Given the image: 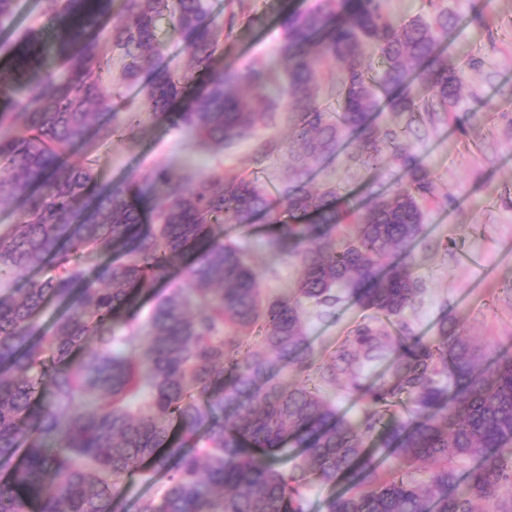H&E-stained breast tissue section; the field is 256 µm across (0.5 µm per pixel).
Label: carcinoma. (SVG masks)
I'll use <instances>...</instances> for the list:
<instances>
[{"label":"carcinoma","instance_id":"obj_1","mask_svg":"<svg viewBox=\"0 0 512 512\" xmlns=\"http://www.w3.org/2000/svg\"><path fill=\"white\" fill-rule=\"evenodd\" d=\"M42 3L62 70L42 67L44 27L0 69V204L24 202L0 232V512H124L135 475L160 480L161 497L137 512H305L310 483L339 481L327 512H512V357L492 358L453 320L430 338L404 324L423 293L406 257L436 187L372 120L383 100L431 123L461 99L448 13L398 23L383 0H318L285 12L277 58L241 74L222 57L243 0L220 14L209 0ZM164 15L189 60L179 72L161 64ZM325 60L342 68L335 108L321 102ZM140 82V103L117 106ZM282 100L296 112L295 163L334 156L352 132V158L373 166L392 148L403 185L341 205L301 180L275 198L221 167L193 182L160 168L150 193L135 177L99 184L97 157L69 160L145 113L222 147L272 122ZM260 219L272 247L300 252L291 297L263 299L242 247L224 242V225ZM89 253L102 262L86 266ZM29 272L42 276L11 288ZM174 278L189 287L156 299L143 323L120 320ZM346 299L373 316L316 368L302 304L322 317ZM50 301L62 311L46 329ZM249 328L258 350L239 336ZM288 368L305 381L281 377ZM326 388L363 398L362 419L340 415ZM403 401L407 414H390ZM290 452L291 469H277ZM460 459L472 461L463 475Z\"/></svg>","mask_w":512,"mask_h":512}]
</instances>
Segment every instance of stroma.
Here are the masks:
<instances>
[{
    "instance_id": "1",
    "label": "stroma",
    "mask_w": 512,
    "mask_h": 512,
    "mask_svg": "<svg viewBox=\"0 0 512 512\" xmlns=\"http://www.w3.org/2000/svg\"><path fill=\"white\" fill-rule=\"evenodd\" d=\"M246 3V18L224 42L225 66L242 73L276 56L284 12L309 9L315 0ZM437 9L457 19L444 47L460 70L464 94L445 120L413 130L403 141L437 186L436 202L424 206V232L408 257L424 293L405 319L426 337L439 321L456 320L477 344L512 355V0H385L386 12L398 22ZM42 21L41 0H18L11 23L0 28V62L7 61L23 31ZM294 123L289 104L280 102L272 125L221 148L148 118L111 142L78 150L71 160L99 155L98 178L112 185L129 176L148 179L163 167L192 178L218 164L225 173L257 177L273 193L298 178L315 189L334 186L362 198L402 185L404 172L394 160L372 168L353 161L351 133L343 136L335 157L311 161L307 171L294 173L288 166ZM268 237L260 223L224 227L225 241L245 248L260 287L292 295L300 264L289 248H269ZM368 315L352 302L330 316L308 313L304 328L315 364L328 361Z\"/></svg>"
}]
</instances>
